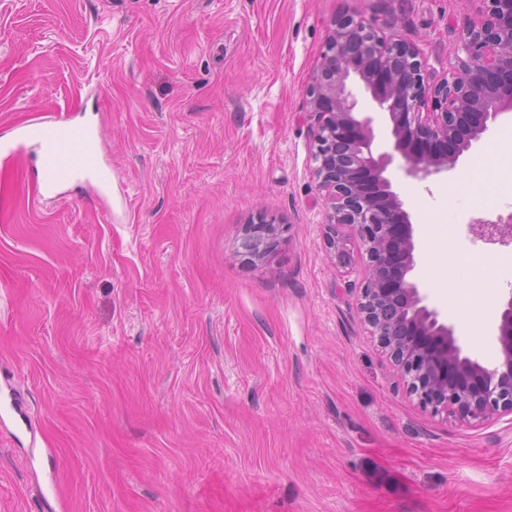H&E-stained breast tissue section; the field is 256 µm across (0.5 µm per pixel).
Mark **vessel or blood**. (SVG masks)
Wrapping results in <instances>:
<instances>
[{
  "label": "vessel or blood",
  "instance_id": "vessel-or-blood-1",
  "mask_svg": "<svg viewBox=\"0 0 512 512\" xmlns=\"http://www.w3.org/2000/svg\"><path fill=\"white\" fill-rule=\"evenodd\" d=\"M19 137L31 145L39 163L37 195H53L62 185L83 178L96 179L102 188H110L111 178L99 154L92 150L81 154L76 151L78 144L94 140L91 125L57 117L22 127Z\"/></svg>",
  "mask_w": 512,
  "mask_h": 512
}]
</instances>
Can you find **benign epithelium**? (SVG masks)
Masks as SVG:
<instances>
[{"label":"benign epithelium","instance_id":"1","mask_svg":"<svg viewBox=\"0 0 512 512\" xmlns=\"http://www.w3.org/2000/svg\"><path fill=\"white\" fill-rule=\"evenodd\" d=\"M463 29L456 71L434 82L416 44L387 36L354 14L336 18L309 89L313 177L324 192L325 241L340 263L347 242L365 255L358 309L406 393L434 415L477 426L512 414V295L494 332L493 368L464 353L453 327L409 279L416 244L409 212L386 176L393 153L425 180L457 167L512 111V0H478ZM359 81L391 122L392 151L374 154L372 119L356 112ZM489 244H512L511 224H471ZM280 224L262 216L241 239L254 262L275 249Z\"/></svg>","mask_w":512,"mask_h":512}]
</instances>
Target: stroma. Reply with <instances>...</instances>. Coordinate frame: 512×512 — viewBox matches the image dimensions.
Here are the masks:
<instances>
[{
	"label": "stroma",
	"instance_id": "1",
	"mask_svg": "<svg viewBox=\"0 0 512 512\" xmlns=\"http://www.w3.org/2000/svg\"><path fill=\"white\" fill-rule=\"evenodd\" d=\"M476 0H0V135L91 123L112 187L35 195L0 163V512H512V414L480 426L397 386L336 264L311 176L307 88L335 18L452 71ZM388 170L415 230L461 259L512 255L470 224L512 219V165L465 205ZM271 255L240 254L258 215ZM57 481L60 496L49 491ZM281 224L275 218L262 216L258 222L248 224L241 239L242 252L254 262H262L275 249Z\"/></svg>",
	"mask_w": 512,
	"mask_h": 512
}]
</instances>
